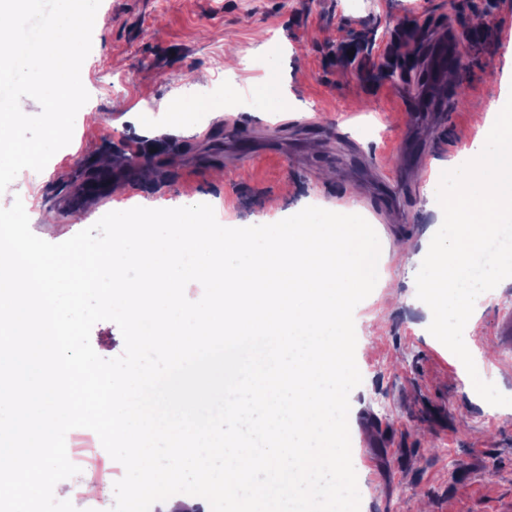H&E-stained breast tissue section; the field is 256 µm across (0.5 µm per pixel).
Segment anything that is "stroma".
<instances>
[{
	"label": "stroma",
	"instance_id": "35a3bbf8",
	"mask_svg": "<svg viewBox=\"0 0 512 512\" xmlns=\"http://www.w3.org/2000/svg\"><path fill=\"white\" fill-rule=\"evenodd\" d=\"M103 25L83 63L90 95L71 142L48 171H21L7 188L37 216L32 232L63 242L117 204L160 207L182 196L210 204L222 224H272L296 206L346 207L389 243L372 293L353 313L362 382L348 414L360 512H512V409L475 391L462 362L428 331L416 298L419 251L443 216L428 207L438 163L475 140L474 112L511 76L512 0H101ZM479 28L461 91L445 112H412L414 84L394 79L403 55H425L448 28ZM279 75L288 95L274 107L258 84ZM185 91L221 102L223 120L191 113L185 134L143 140L113 101L166 121ZM156 150L152 179L126 167L131 150ZM122 160L110 185L83 209L68 200L90 166ZM464 341L483 375L512 396V282L476 300Z\"/></svg>",
	"mask_w": 512,
	"mask_h": 512
}]
</instances>
